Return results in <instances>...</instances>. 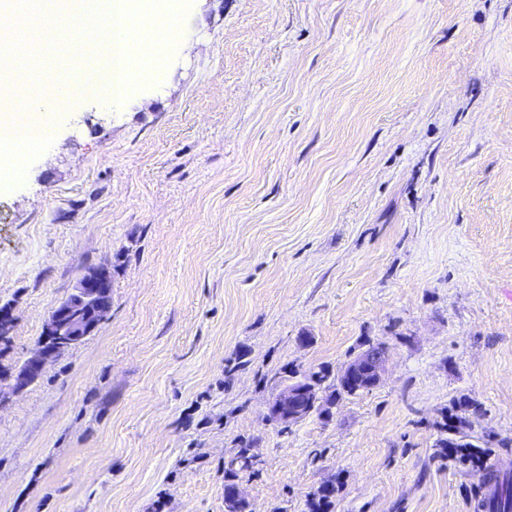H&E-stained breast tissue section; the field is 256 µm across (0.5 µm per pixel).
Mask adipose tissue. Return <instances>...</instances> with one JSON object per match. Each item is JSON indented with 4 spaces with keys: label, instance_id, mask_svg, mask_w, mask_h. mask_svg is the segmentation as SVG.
Wrapping results in <instances>:
<instances>
[{
    "label": "adipose tissue",
    "instance_id": "1",
    "mask_svg": "<svg viewBox=\"0 0 512 512\" xmlns=\"http://www.w3.org/2000/svg\"><path fill=\"white\" fill-rule=\"evenodd\" d=\"M90 18L80 19L79 36H68L66 44L72 56H83L90 48L105 51L108 60L100 85L85 84L88 92H100L119 102L133 85L144 83L156 72L154 61L139 59L135 38H152L158 30V18H169L178 5L176 0H89ZM22 98L26 117L12 121L9 113L0 114V170L21 171V149L36 144L53 132L52 112L72 104L73 87L47 83L46 80H17L0 77V103Z\"/></svg>",
    "mask_w": 512,
    "mask_h": 512
}]
</instances>
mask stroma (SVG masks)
<instances>
[{"mask_svg":"<svg viewBox=\"0 0 512 512\" xmlns=\"http://www.w3.org/2000/svg\"><path fill=\"white\" fill-rule=\"evenodd\" d=\"M153 81L54 112L0 174V388L83 272L112 308L0 406V512H224L241 440L252 512H479L512 476V0H182ZM80 85L104 64L33 49ZM308 344H301V337ZM368 339L380 384L288 430V372ZM466 444L459 443L452 438H440L438 440L439 448H448V458L457 459L458 457L471 465L476 472L482 471L489 459L486 448H463ZM251 451V445L246 444L242 448H239L236 454L224 464V503L226 505V512H230L227 511V509L233 507L228 503L227 496L234 487L233 498L235 501L241 503L247 502L237 481L241 474L255 472V463L253 462L255 455Z\"/></svg>","mask_w":512,"mask_h":512,"instance_id":"1","label":"stroma"}]
</instances>
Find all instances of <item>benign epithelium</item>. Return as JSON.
<instances>
[{"instance_id":"7a95c632","label":"benign epithelium","mask_w":512,"mask_h":512,"mask_svg":"<svg viewBox=\"0 0 512 512\" xmlns=\"http://www.w3.org/2000/svg\"><path fill=\"white\" fill-rule=\"evenodd\" d=\"M110 292V281L102 269L89 270L79 278L70 301L51 309L36 348L13 378L12 393L23 392L39 378L48 360L96 330L95 310L110 301ZM13 327L12 310L0 308L1 343L11 340ZM388 359L387 344L369 340L337 372L333 389L323 381L309 380L304 375L282 383L268 403L267 421L276 426H290L309 417L315 409L324 417L332 416L336 405L334 390L353 395L376 387Z\"/></svg>"}]
</instances>
